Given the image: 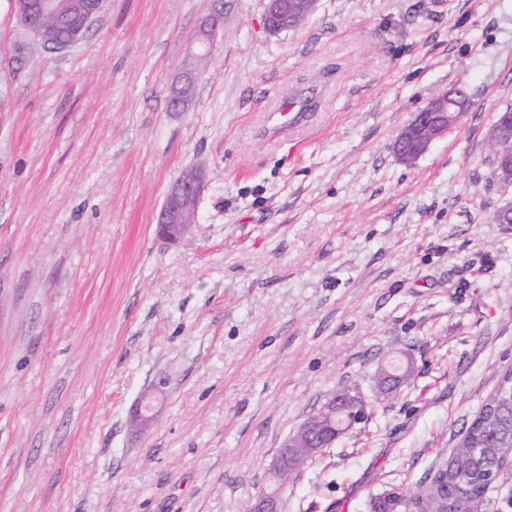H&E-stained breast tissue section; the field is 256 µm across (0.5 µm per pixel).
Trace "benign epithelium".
Returning <instances> with one entry per match:
<instances>
[{
  "mask_svg": "<svg viewBox=\"0 0 512 512\" xmlns=\"http://www.w3.org/2000/svg\"><path fill=\"white\" fill-rule=\"evenodd\" d=\"M28 13L36 17L45 11H60L57 0H27ZM317 0H288L283 5L277 0H266L264 23L271 29L276 26L273 15L288 11L294 13L314 11ZM218 33V20L205 16L201 19L196 42L197 56L211 55ZM195 84L194 78L182 76L176 85L183 89L174 103L173 110L182 112L188 105V95ZM472 107L471 97L462 86L432 96L401 131L396 141V152L405 162H413L422 156L430 144L454 128L464 112ZM498 170L505 186H512V152L505 151L498 157ZM204 177L200 170L190 167L172 183L170 191L157 216V234L163 240L175 244L191 229L188 215L196 210L204 191Z\"/></svg>",
  "mask_w": 512,
  "mask_h": 512,
  "instance_id": "obj_1",
  "label": "benign epithelium"
}]
</instances>
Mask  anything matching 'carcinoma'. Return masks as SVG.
Listing matches in <instances>:
<instances>
[{"label": "carcinoma", "mask_w": 512, "mask_h": 512, "mask_svg": "<svg viewBox=\"0 0 512 512\" xmlns=\"http://www.w3.org/2000/svg\"><path fill=\"white\" fill-rule=\"evenodd\" d=\"M78 10L71 11L69 24H64L58 13H49L40 19L42 44L64 43L78 31ZM342 408V421L351 423L349 431L359 428L356 421L361 407L344 395L336 396ZM311 428L300 429L297 435L312 438L316 443H327L344 435L341 424L330 411L320 408L308 418ZM325 452L298 453L293 464L278 473H269L272 492L278 494L295 480L300 469L313 457ZM512 457V371L505 372L492 393L486 398L472 421L462 431L459 443L448 458L430 473V481L420 484L412 496L402 494L390 500H378L380 512H474L490 489L489 476L502 468Z\"/></svg>", "instance_id": "carcinoma-1"}]
</instances>
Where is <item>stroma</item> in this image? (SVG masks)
Returning a JSON list of instances; mask_svg holds the SVG:
<instances>
[{"instance_id":"stroma-1","label":"stroma","mask_w":512,"mask_h":512,"mask_svg":"<svg viewBox=\"0 0 512 512\" xmlns=\"http://www.w3.org/2000/svg\"><path fill=\"white\" fill-rule=\"evenodd\" d=\"M264 5L104 0L51 52L0 0V512H245L341 390L368 419L280 512H369L414 493L512 369V224L492 220L512 187L489 158L512 0H319L278 32ZM457 85L472 108L401 161L402 128ZM190 167L198 220L169 244L156 216ZM390 350L411 375L378 403ZM218 30L219 28L217 19L210 16H204L201 19L196 38L198 45V52L196 54L197 57L205 58L211 55Z\"/></svg>"}]
</instances>
